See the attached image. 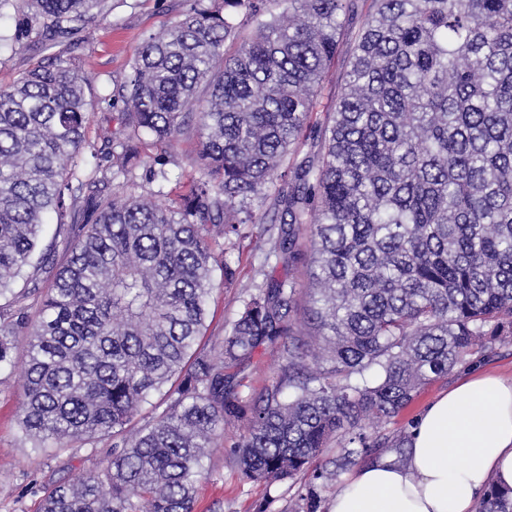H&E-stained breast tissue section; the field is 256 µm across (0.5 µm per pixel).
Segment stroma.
I'll use <instances>...</instances> for the list:
<instances>
[{"mask_svg": "<svg viewBox=\"0 0 512 512\" xmlns=\"http://www.w3.org/2000/svg\"><path fill=\"white\" fill-rule=\"evenodd\" d=\"M20 0H9L0 7V85L6 86L44 58L72 51L88 79L92 96L109 99L118 95L126 83L131 65L144 41L176 24L191 8H209L213 0H105L106 20L91 21L79 31L80 45L68 49L66 44L45 40L40 31H33L25 49L11 42L14 17ZM350 43L342 41L334 63L311 116V128L305 138H312L313 127L327 121L334 110L336 96L343 84ZM195 136L178 137L167 166L168 182L164 190L176 184H188L196 174ZM56 224L46 226L41 245L48 262L29 270L28 285L46 289L57 269L65 261V239L56 233ZM257 227L245 224L241 234L224 245L225 260L237 271V282L228 288H215L210 301V315L201 339L204 347L219 341L225 328L236 317L248 294L262 283L270 268L263 263L253 240ZM282 364L278 345L259 347L249 361L232 369L231 382L236 391L248 397L258 396L271 384ZM512 377V339L499 341L492 348L476 354L472 366L456 367L422 389L414 401L381 429L382 434L395 437L409 434L424 407L452 387L467 369ZM23 363L0 371V512H38L43 489L58 482L78 480L84 471L105 458L111 442L99 439L80 448H68L59 457L35 452L25 438L19 423ZM246 430L245 422H233L218 432L209 456L206 472L197 483L194 512H297L301 495L313 482L312 473L269 488L261 483L243 481L232 444Z\"/></svg>", "mask_w": 512, "mask_h": 512, "instance_id": "obj_1", "label": "stroma"}]
</instances>
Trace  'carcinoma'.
Wrapping results in <instances>:
<instances>
[{"label":"carcinoma","mask_w":512,"mask_h":512,"mask_svg":"<svg viewBox=\"0 0 512 512\" xmlns=\"http://www.w3.org/2000/svg\"><path fill=\"white\" fill-rule=\"evenodd\" d=\"M103 0H25L12 41L36 19L69 39ZM224 0L151 36L122 98L123 136L87 139V94L73 56L55 55L0 86V369L27 337L22 431L35 449L113 439L101 466L46 491L40 512H193L217 430L248 421L234 443L242 480L295 479L340 439L343 465L382 444L425 385L512 338V0H373L352 40L334 112L314 152H296L356 0ZM253 36L228 53L238 30ZM195 132L197 176L164 205L135 181L168 180L167 149ZM159 153L151 155L149 147ZM109 158L86 177L69 169ZM286 180L256 217L254 202ZM79 225L35 315L14 291L44 215ZM269 223L257 248L276 263L315 254L307 315L320 350L296 330L299 291L272 277L223 338L199 344L220 258L242 224ZM281 347L278 380L255 399L227 370L259 346ZM163 393L162 411L127 425ZM478 512H512L490 486Z\"/></svg>","instance_id":"carcinoma-1"}]
</instances>
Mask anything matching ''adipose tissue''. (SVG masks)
Wrapping results in <instances>:
<instances>
[{"mask_svg":"<svg viewBox=\"0 0 512 512\" xmlns=\"http://www.w3.org/2000/svg\"><path fill=\"white\" fill-rule=\"evenodd\" d=\"M512 488V378H462L417 418L406 464L384 459L347 480L329 512H476Z\"/></svg>","mask_w":512,"mask_h":512,"instance_id":"adipose-tissue-1","label":"adipose tissue"}]
</instances>
